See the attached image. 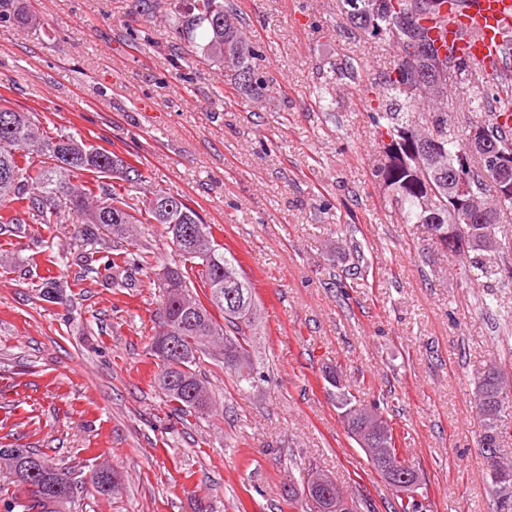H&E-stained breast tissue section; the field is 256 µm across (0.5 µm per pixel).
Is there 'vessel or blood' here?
Returning a JSON list of instances; mask_svg holds the SVG:
<instances>
[{
	"mask_svg": "<svg viewBox=\"0 0 512 512\" xmlns=\"http://www.w3.org/2000/svg\"><path fill=\"white\" fill-rule=\"evenodd\" d=\"M446 39L487 71L512 73V0H450Z\"/></svg>",
	"mask_w": 512,
	"mask_h": 512,
	"instance_id": "b4317fda",
	"label": "vessel or blood"
}]
</instances>
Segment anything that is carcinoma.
Returning a JSON list of instances; mask_svg holds the SVG:
<instances>
[{
	"instance_id": "carcinoma-1",
	"label": "carcinoma",
	"mask_w": 512,
	"mask_h": 512,
	"mask_svg": "<svg viewBox=\"0 0 512 512\" xmlns=\"http://www.w3.org/2000/svg\"><path fill=\"white\" fill-rule=\"evenodd\" d=\"M445 0H337L336 7L355 31L383 40L396 48L391 71L377 83L382 108L371 113L378 138L394 139L405 131V157L382 165L376 171L386 186L390 201L407 224H424L444 233L441 248L451 257L467 258L464 275L470 281L495 279L512 283V234L501 230V216L512 211V201L501 203L494 191V175L466 151L470 131H482L492 144L512 149V130L495 122L487 110L494 78L478 71L453 49L438 46L443 56L420 49L435 45L430 28L441 26ZM166 28L183 40L177 57L188 68L198 64L221 65L224 48H229L232 66L225 69L230 84L254 94L267 87L263 53L246 39L242 17L229 0H178L169 8ZM454 74V83L474 87L470 102L462 107L445 94L433 98L429 84ZM463 173L480 198V211L471 219L473 233L466 239L448 240V224L456 221L455 176ZM81 182H76V179ZM112 180V184L105 180ZM145 182L140 168L117 154L86 143L74 135H51L43 129L37 112H25L0 97V227L5 224H64L66 212L81 213L74 238L80 251L76 264L91 268L99 263L112 271L115 288L139 287L138 274L152 267L148 246L139 237V225L161 224L175 248L197 263V274L168 268L164 271L166 296L154 335L167 325L181 352L169 354L152 340L150 353L160 362L158 382L177 416L200 418L212 409V396L195 370L197 354L204 343L220 349L224 369L238 385L254 386L259 375L250 354L255 335L253 318L224 309V280L232 276L243 284L245 297L255 306V289L237 259L224 252L213 226L181 197L157 192L134 207L126 191ZM201 228L211 239L206 250L195 247L188 230ZM122 251L111 252L115 245ZM200 279L205 299L190 294L192 277ZM41 296L50 302L65 299L64 286L55 276H44ZM484 380L485 401H476L480 426L479 442L504 438L503 424L512 410V396L499 378L484 370L474 380ZM325 380L336 388V405L344 411L358 401L343 387L339 374L330 369ZM495 489L512 484V460L498 457L484 463ZM5 471L47 512H57L72 501L77 487L69 473L54 467L35 450L0 462ZM314 473L305 469L296 493L288 498L297 512H318L312 501L297 495ZM116 471L108 466L93 480L98 491L110 493Z\"/></svg>"
}]
</instances>
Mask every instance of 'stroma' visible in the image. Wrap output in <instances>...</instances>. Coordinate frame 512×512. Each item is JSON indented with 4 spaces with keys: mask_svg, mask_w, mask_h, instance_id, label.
Masks as SVG:
<instances>
[{
    "mask_svg": "<svg viewBox=\"0 0 512 512\" xmlns=\"http://www.w3.org/2000/svg\"><path fill=\"white\" fill-rule=\"evenodd\" d=\"M232 2L264 53L257 99L222 68L178 71L148 5L0 0V95L52 132L140 160L147 190L190 200L255 287L263 374L243 389L200 354L214 407L180 419L149 353L159 273L184 265L163 227H141L153 267L140 287L116 288L111 271L73 264L74 221L24 224L0 233V444L81 481L66 512H294L288 483L311 465L372 512H397L325 390L331 367L380 401L428 512H500L473 377L492 361L512 374V285L467 282L376 178L370 114L391 47L341 30L336 0ZM49 274L66 304L42 299ZM105 462L122 476L111 494L89 479Z\"/></svg>",
    "mask_w": 512,
    "mask_h": 512,
    "instance_id": "stroma-1",
    "label": "stroma"
}]
</instances>
